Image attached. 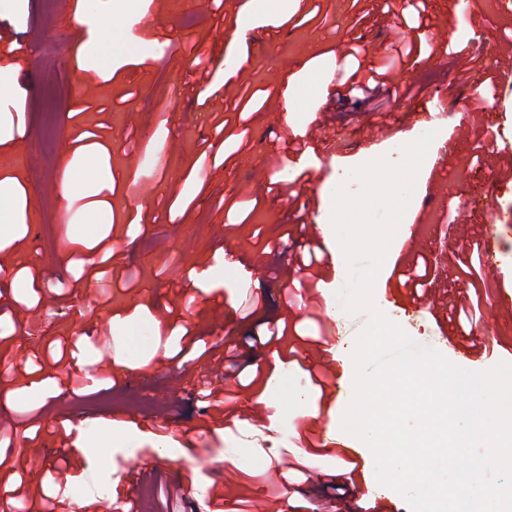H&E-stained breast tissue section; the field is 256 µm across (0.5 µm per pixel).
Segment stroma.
Returning <instances> with one entry per match:
<instances>
[{"label": "stroma", "instance_id": "obj_1", "mask_svg": "<svg viewBox=\"0 0 512 512\" xmlns=\"http://www.w3.org/2000/svg\"><path fill=\"white\" fill-rule=\"evenodd\" d=\"M78 2L0 0V69L17 73V99L27 104L6 114L14 135L0 145V179L14 183L21 218L0 243V268L31 282L25 299L0 292V431L11 439V459L32 453L51 468L68 458L70 487L84 491L92 472L116 479L133 512H209L213 493L231 482L245 483L268 512H362L381 499L410 512L378 483L371 450L341 429L354 364L338 344L367 318L343 333L328 316L347 279L336 238L323 233L328 188L376 157L399 161V140L447 129L457 114L482 129L487 180L458 181L465 160L457 143H444L451 172L420 168L402 220L413 237L394 238L374 297L416 343L446 342L448 325L434 308L453 284L440 274V256L496 224V237L481 245L493 250L501 275L481 287L482 324L473 332L481 343L494 330V354L459 359L447 343L442 354L471 371L512 363V206L499 190L512 171L499 150L512 140V82L500 75L512 57V12L497 0H428L448 55L400 71L414 97L377 116L341 103L344 87L314 67H339L357 41L389 56L407 29L381 13L383 0H300L284 19L257 12L256 0H140L133 12L121 0H98L97 25L79 17ZM127 29L156 53L85 54L89 41ZM48 44L53 54L44 53ZM474 53L483 68L459 81L458 59ZM375 119L391 131L362 145L361 128ZM320 129L328 140L317 150L278 153L291 136ZM69 166L75 179L95 168L100 180L65 202L59 181ZM289 173L294 181L284 182ZM275 181L277 194L268 190ZM93 208L107 211L109 223L73 235L61 222L62 213L78 222ZM290 230L315 239L325 258L316 320L295 295ZM101 243L113 255L107 277L84 263ZM413 253L427 255L438 275L431 307L419 311L400 308L392 292L395 264ZM208 269L215 277L200 285L194 275ZM283 322L292 334L269 343V327ZM72 342L85 364L112 375L83 398L23 367ZM229 349L236 362L226 361ZM303 357L337 359L328 392L299 367ZM258 373L261 390H244ZM40 381L45 389L33 393ZM208 390L220 399L236 393L232 422L208 408ZM247 423L272 431L270 448L235 440ZM304 423L325 451L296 447ZM232 447L239 453L230 467L224 454ZM348 454L362 460L366 487L340 497L334 487L346 480ZM268 478L283 485L273 501Z\"/></svg>", "mask_w": 512, "mask_h": 512}]
</instances>
